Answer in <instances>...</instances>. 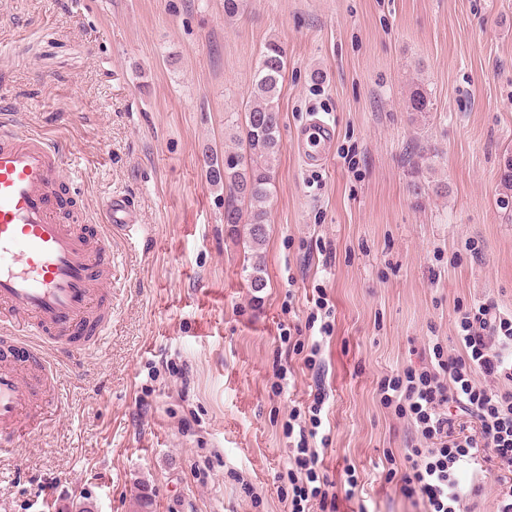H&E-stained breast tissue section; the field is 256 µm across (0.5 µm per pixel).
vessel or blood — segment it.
<instances>
[{
	"instance_id": "obj_1",
	"label": "vessel or blood",
	"mask_w": 512,
	"mask_h": 512,
	"mask_svg": "<svg viewBox=\"0 0 512 512\" xmlns=\"http://www.w3.org/2000/svg\"><path fill=\"white\" fill-rule=\"evenodd\" d=\"M333 130L315 119L294 148L327 159ZM64 153L44 134L0 124V447H17L34 403L59 404L54 359L99 345L112 324V240L138 227L127 196L104 203L93 233L62 217Z\"/></svg>"
}]
</instances>
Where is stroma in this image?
Returning <instances> with one entry per match:
<instances>
[{
  "mask_svg": "<svg viewBox=\"0 0 512 512\" xmlns=\"http://www.w3.org/2000/svg\"><path fill=\"white\" fill-rule=\"evenodd\" d=\"M271 40L283 152L256 295L205 157L243 118ZM416 82L425 119L406 108ZM2 112L66 148L86 224L122 193L142 229L112 244L108 334L57 365L64 412L33 408L0 454V512L85 497L135 512L141 494L150 512H285V423L314 376L279 334L308 336L318 286L335 315L322 465L335 480L354 463L364 485L338 512H417L383 477L385 451L416 433L377 383L427 365L429 338L454 348L457 304L512 310V0H245L233 18L224 0H0ZM314 115L336 131L320 166L293 149Z\"/></svg>",
  "mask_w": 512,
  "mask_h": 512,
  "instance_id": "obj_1",
  "label": "stroma"
}]
</instances>
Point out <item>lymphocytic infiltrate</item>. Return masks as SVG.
Returning a JSON list of instances; mask_svg holds the SVG:
<instances>
[{
	"mask_svg": "<svg viewBox=\"0 0 512 512\" xmlns=\"http://www.w3.org/2000/svg\"><path fill=\"white\" fill-rule=\"evenodd\" d=\"M458 348L433 344L430 363L406 367L378 384L380 404L410 419L426 440L403 458L386 453V480L424 512H473V498L493 488L495 512H512V312L491 298L455 308ZM327 401L317 386L307 413L288 416L287 512H336L338 499L359 491L357 470L346 465L340 481L320 466L321 413ZM488 463L493 482L477 478L463 489L466 466Z\"/></svg>",
	"mask_w": 512,
	"mask_h": 512,
	"instance_id": "f902f5d3",
	"label": "lymphocytic infiltrate"
}]
</instances>
